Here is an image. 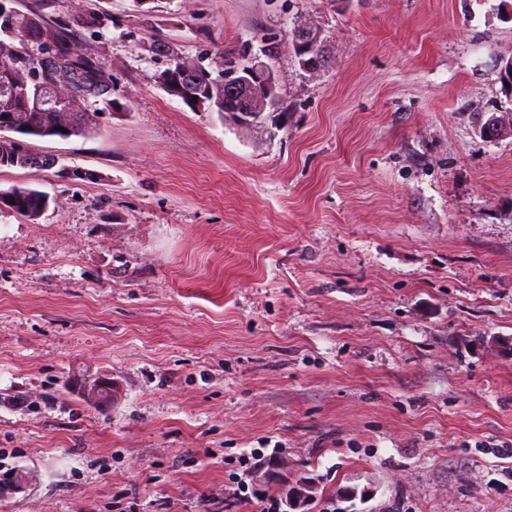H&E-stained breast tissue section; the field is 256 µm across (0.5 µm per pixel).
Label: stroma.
Returning a JSON list of instances; mask_svg holds the SVG:
<instances>
[{
	"mask_svg": "<svg viewBox=\"0 0 512 512\" xmlns=\"http://www.w3.org/2000/svg\"><path fill=\"white\" fill-rule=\"evenodd\" d=\"M18 8L97 19L78 47L115 105L26 137L56 167L0 168L50 198L0 210V472L32 483L0 512H253L231 475L263 447L254 486L291 512H512V130L476 123L512 118V0ZM271 41L256 126L154 81L168 51L216 77Z\"/></svg>",
	"mask_w": 512,
	"mask_h": 512,
	"instance_id": "1",
	"label": "stroma"
}]
</instances>
